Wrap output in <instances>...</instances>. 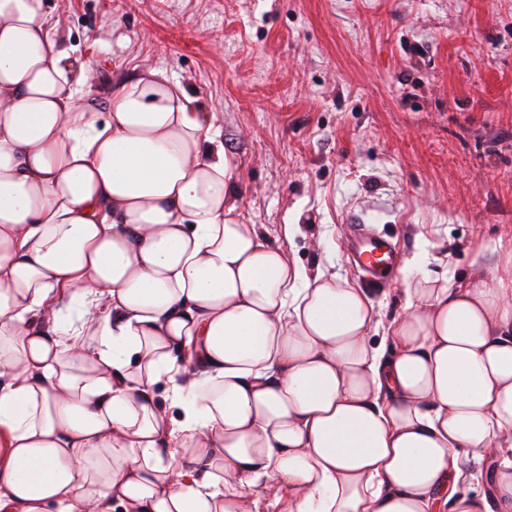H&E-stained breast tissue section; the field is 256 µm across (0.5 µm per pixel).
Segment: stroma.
<instances>
[{"label": "stroma", "mask_w": 512, "mask_h": 512, "mask_svg": "<svg viewBox=\"0 0 512 512\" xmlns=\"http://www.w3.org/2000/svg\"><path fill=\"white\" fill-rule=\"evenodd\" d=\"M92 92L166 69L213 115L236 214L309 273L348 227L494 278L512 238V0H44ZM296 232H289V225Z\"/></svg>", "instance_id": "35a3bbf8"}]
</instances>
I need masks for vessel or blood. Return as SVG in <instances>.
Here are the masks:
<instances>
[{
  "mask_svg": "<svg viewBox=\"0 0 512 512\" xmlns=\"http://www.w3.org/2000/svg\"><path fill=\"white\" fill-rule=\"evenodd\" d=\"M351 250L365 284L375 290L387 288L390 284L387 273L399 261V252L391 238L361 224L355 230Z\"/></svg>",
  "mask_w": 512,
  "mask_h": 512,
  "instance_id": "vessel-or-blood-1",
  "label": "vessel or blood"
}]
</instances>
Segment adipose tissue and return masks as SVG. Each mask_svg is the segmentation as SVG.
Wrapping results in <instances>:
<instances>
[{
    "instance_id": "ef3b65f1",
    "label": "adipose tissue",
    "mask_w": 512,
    "mask_h": 512,
    "mask_svg": "<svg viewBox=\"0 0 512 512\" xmlns=\"http://www.w3.org/2000/svg\"><path fill=\"white\" fill-rule=\"evenodd\" d=\"M63 57L43 0H0V512H512V242L467 288L413 255L382 325L235 216L167 70L98 97ZM495 461L488 458H471L464 463L468 477L473 475L477 481H467L465 486L471 490H484L488 498L493 495V473Z\"/></svg>"
}]
</instances>
